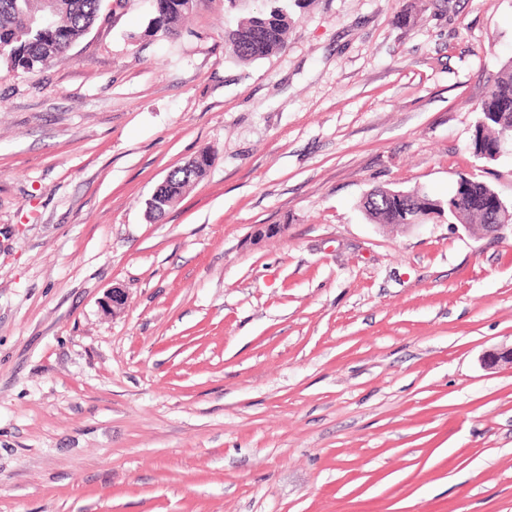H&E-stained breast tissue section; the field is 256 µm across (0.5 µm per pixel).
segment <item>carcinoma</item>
Listing matches in <instances>:
<instances>
[{"mask_svg":"<svg viewBox=\"0 0 512 512\" xmlns=\"http://www.w3.org/2000/svg\"><path fill=\"white\" fill-rule=\"evenodd\" d=\"M103 0H0V63L13 69L32 71L45 66L52 58L68 51L85 35L101 11ZM269 9L244 18L225 33V52L235 60L250 63L281 50L286 42L289 14L280 0H271ZM173 0H153L150 28L169 37L177 25L191 13L177 9ZM481 118L473 141L475 156L494 154L512 133V65L503 68L493 79L491 88L479 106ZM208 165L194 158L173 171L160 184L157 194L147 202V215L157 222L166 215V201H177L194 180L206 174ZM465 206L456 205L453 195L447 203L418 191H400L385 187L372 189L362 200L361 208L377 224H407L415 216L433 212L448 216V222L460 224H494L501 197L486 182L473 175L461 174L456 182Z\"/></svg>","mask_w":512,"mask_h":512,"instance_id":"carcinoma-1","label":"carcinoma"}]
</instances>
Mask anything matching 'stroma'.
Masks as SVG:
<instances>
[{
  "label": "stroma",
  "mask_w": 512,
  "mask_h": 512,
  "mask_svg": "<svg viewBox=\"0 0 512 512\" xmlns=\"http://www.w3.org/2000/svg\"><path fill=\"white\" fill-rule=\"evenodd\" d=\"M265 5L161 37L103 0L60 59L0 65V512H512V365L482 360L512 347V231L359 207L462 174L512 202V153L472 149L512 0H291L238 62ZM268 10L244 18L224 36L225 52L235 60L250 63L281 50L286 42L289 14L280 0H271ZM208 167V163L203 164L199 162L197 158H194L188 161L181 169L182 172L188 171L189 169L187 177H184L181 171H172L169 173L165 180L159 185L160 187L158 186V192L157 190L155 191L157 194L146 203L148 218L150 216L152 221L158 222L162 217H165L168 207L163 206L162 203L165 201L179 200L192 181L202 178L206 174Z\"/></svg>",
  "instance_id": "1"
}]
</instances>
